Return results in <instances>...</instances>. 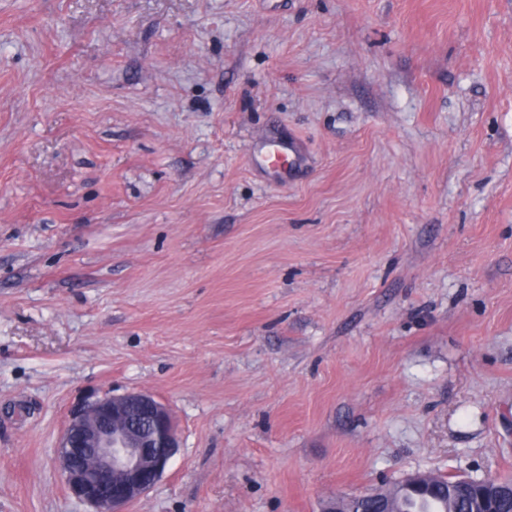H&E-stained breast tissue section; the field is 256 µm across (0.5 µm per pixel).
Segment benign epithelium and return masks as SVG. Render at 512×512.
<instances>
[{
  "mask_svg": "<svg viewBox=\"0 0 512 512\" xmlns=\"http://www.w3.org/2000/svg\"><path fill=\"white\" fill-rule=\"evenodd\" d=\"M177 448L169 409L133 391L75 409L55 457L71 495L92 512H125L162 477Z\"/></svg>",
  "mask_w": 512,
  "mask_h": 512,
  "instance_id": "obj_1",
  "label": "benign epithelium"
}]
</instances>
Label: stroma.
I'll return each mask as SVG.
<instances>
[{
  "label": "stroma",
  "instance_id": "obj_1",
  "mask_svg": "<svg viewBox=\"0 0 512 512\" xmlns=\"http://www.w3.org/2000/svg\"><path fill=\"white\" fill-rule=\"evenodd\" d=\"M131 391L127 512L512 474V0H0V512ZM118 420L124 427L116 430ZM177 448L169 409L153 395L133 391L105 394L75 409L55 457L71 495L92 512H124L162 477ZM85 454L92 456L88 465L81 464Z\"/></svg>",
  "mask_w": 512,
  "mask_h": 512
}]
</instances>
